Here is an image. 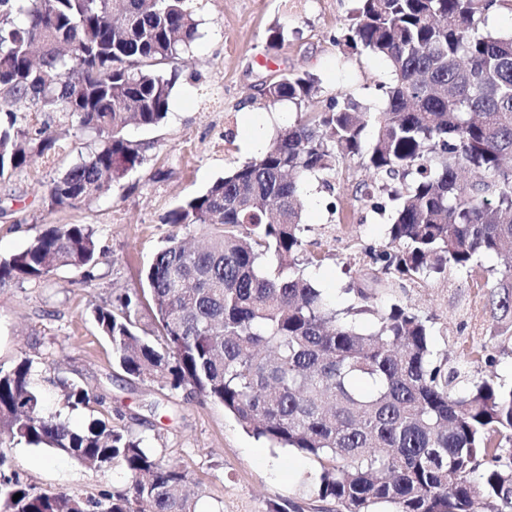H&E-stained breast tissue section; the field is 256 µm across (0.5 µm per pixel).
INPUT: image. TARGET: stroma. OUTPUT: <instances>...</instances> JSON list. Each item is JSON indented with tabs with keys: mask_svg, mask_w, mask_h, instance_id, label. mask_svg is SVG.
<instances>
[{
	"mask_svg": "<svg viewBox=\"0 0 512 512\" xmlns=\"http://www.w3.org/2000/svg\"><path fill=\"white\" fill-rule=\"evenodd\" d=\"M356 6L357 0H194L200 36L176 63L179 79L167 119L153 129L132 125L125 131L145 143L144 164L107 194L77 208H50L44 190L94 152L99 137L79 129L68 113L19 105V121L60 133V148L55 156L33 157L0 181V257L23 250L56 224L94 225L105 252L92 282L80 283L77 272L62 269L44 282L0 287V365L25 355L39 359L35 384L46 412L80 428L106 416L113 426L143 438L158 456L189 471L202 492L200 512H268L271 504L287 500L297 502L301 512H326L325 503L302 486L317 464L248 436L221 405L199 403L161 378H130L97 332L93 310L138 291L140 270L170 235L195 239V232L177 229L164 217L258 157L249 141L250 123L261 124L269 145L279 125L296 120L291 103H273L262 95L265 84L287 72H309L323 87L321 104L348 96L377 106L374 87L389 77L385 62L338 43ZM276 24L287 28L288 38L272 49L267 30ZM370 180L355 158L339 164L331 188L315 177L302 186L305 237L311 251L324 256L310 276L340 308L349 284L371 271L365 246L387 241L388 217L366 208L356 191ZM504 271L499 258L484 255L470 273L451 267L424 283L389 280L380 301H398L428 316L436 350H452L488 334L486 292ZM59 378L92 390L100 404L70 409L55 387ZM0 452L39 489L95 495L127 480L122 469L92 471L67 455L6 439L0 440Z\"/></svg>",
	"mask_w": 512,
	"mask_h": 512,
	"instance_id": "35a3bbf8",
	"label": "stroma"
}]
</instances>
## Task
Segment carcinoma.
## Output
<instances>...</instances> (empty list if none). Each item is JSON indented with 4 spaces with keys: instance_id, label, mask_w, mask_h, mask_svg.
<instances>
[{
    "instance_id": "obj_1",
    "label": "carcinoma",
    "mask_w": 512,
    "mask_h": 512,
    "mask_svg": "<svg viewBox=\"0 0 512 512\" xmlns=\"http://www.w3.org/2000/svg\"><path fill=\"white\" fill-rule=\"evenodd\" d=\"M358 2L338 44L387 62L390 79L375 86L385 108L334 97L312 112L322 88L307 72L266 85V98L304 112L263 155L168 213V224L199 228L205 246L170 237L143 288L96 307L94 320L128 374L219 403L247 434L313 459L304 484L332 512H474L478 498L487 512H512V387L466 372L494 367L498 337L512 333V34L488 28L512 0ZM197 36L191 0H0V178L56 150L55 133L18 124L14 105L29 100L101 137L48 184L49 205L105 194L144 164L145 145L125 129L164 122L177 80L167 66ZM354 157L375 178L360 188L365 206H392L388 243L365 249L373 269L423 279L496 254L505 274L487 300L494 334L441 356L429 318L379 309L374 288L348 289L338 310L306 276L319 257L306 248L299 185L320 176L331 186L336 164ZM99 255L93 225L52 226L0 258V285L60 269L87 282ZM143 303L157 319L151 336L136 331ZM38 364L25 355L0 366V435L94 470L120 467L128 481L97 497L37 491L0 454V512H197L189 472L144 440L46 413ZM59 384L73 409L102 404Z\"/></svg>"
}]
</instances>
